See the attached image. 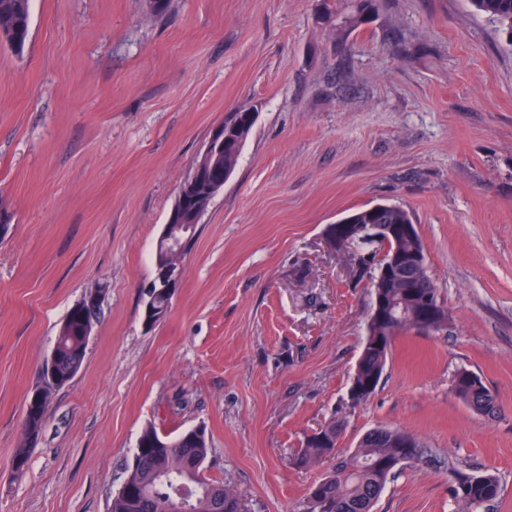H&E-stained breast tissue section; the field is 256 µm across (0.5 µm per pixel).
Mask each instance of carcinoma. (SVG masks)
Here are the masks:
<instances>
[{"mask_svg": "<svg viewBox=\"0 0 512 512\" xmlns=\"http://www.w3.org/2000/svg\"><path fill=\"white\" fill-rule=\"evenodd\" d=\"M31 0H0V43L17 54L24 52L30 36ZM473 11L498 23L512 43V0H469ZM379 8L378 0H346L335 12H327L326 21L337 36H345L367 22ZM248 111L232 112L224 118V147L214 156L209 170L213 173L234 172L243 146L253 128L247 123ZM340 224H411L410 212L401 205L388 208H360L338 220ZM365 252L360 257L358 278H375L372 270L379 266L376 257L380 243L366 236L353 242ZM396 314L393 319L375 328L382 349L365 348L358 358L356 382L369 384L356 404L367 401L375 392L384 374L388 354L394 339L407 332L430 333L448 326V311L438 288L423 264L404 269L395 276L393 287L385 289ZM87 342L83 336L82 314L71 308L59 329L54 343L56 354L55 378L40 374L38 385L30 392L43 394L40 410L25 411L23 441L14 455L17 474L24 473L29 448L42 432L53 395L66 387L80 370ZM455 394L472 410L493 414L497 410L494 395L484 385L454 386ZM342 422L332 420L309 435L298 456L297 466L331 463L325 477L315 483L324 505L322 512H372L387 484L399 474L389 468L377 469L384 460H407V465L424 464L428 449L413 438V446L400 448L394 435L399 430L378 428L367 432L353 453L336 457V442ZM209 454L206 433L197 428L176 437L161 435L153 426L141 432L131 461L124 469V479L112 496L109 512H239L238 497L225 483L210 480L202 473ZM498 477L489 472L473 473L452 469L448 483L449 501L462 512H489L499 496Z\"/></svg>", "mask_w": 512, "mask_h": 512, "instance_id": "cac0c4a2", "label": "carcinoma"}]
</instances>
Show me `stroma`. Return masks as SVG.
I'll use <instances>...</instances> for the list:
<instances>
[{"label": "stroma", "instance_id": "35a3bbf8", "mask_svg": "<svg viewBox=\"0 0 512 512\" xmlns=\"http://www.w3.org/2000/svg\"><path fill=\"white\" fill-rule=\"evenodd\" d=\"M322 0H31L0 45V512H107L138 437L201 425L207 477L243 512H292L326 465H293L343 422L339 454L398 428L495 473L512 512V43L467 0H379L339 40ZM256 122L183 263L141 318L179 186L225 113ZM407 208L448 328L397 336L369 400L349 388L373 308L326 225ZM104 285L81 370L24 475L25 403L69 309ZM476 374L499 411L453 392ZM445 469L407 468L374 512H455ZM31 0H0V43L22 54L30 36Z\"/></svg>", "mask_w": 512, "mask_h": 512}]
</instances>
